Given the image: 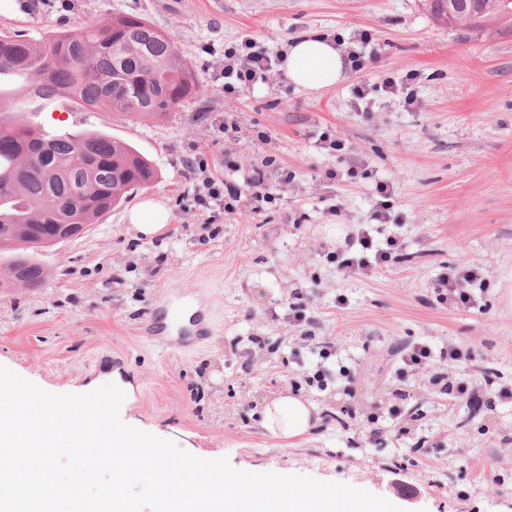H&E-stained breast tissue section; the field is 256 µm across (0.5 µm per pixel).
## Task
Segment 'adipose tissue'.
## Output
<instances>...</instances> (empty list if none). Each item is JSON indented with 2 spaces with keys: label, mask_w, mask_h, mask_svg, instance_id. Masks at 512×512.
Listing matches in <instances>:
<instances>
[{
  "label": "adipose tissue",
  "mask_w": 512,
  "mask_h": 512,
  "mask_svg": "<svg viewBox=\"0 0 512 512\" xmlns=\"http://www.w3.org/2000/svg\"><path fill=\"white\" fill-rule=\"evenodd\" d=\"M285 67L289 81L308 90L329 88L345 78L339 50L332 42L314 34L293 39ZM316 412L315 405L308 400L280 394L266 405L262 426L271 435L295 438L307 433Z\"/></svg>",
  "instance_id": "1"
}]
</instances>
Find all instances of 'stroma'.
<instances>
[{
    "instance_id": "obj_1",
    "label": "stroma",
    "mask_w": 512,
    "mask_h": 512,
    "mask_svg": "<svg viewBox=\"0 0 512 512\" xmlns=\"http://www.w3.org/2000/svg\"><path fill=\"white\" fill-rule=\"evenodd\" d=\"M36 2L33 15L0 5V32L37 37L135 14L181 44L205 95L162 122L54 105L31 114L52 134L98 130L130 144L157 178L82 236L39 252L40 288L0 290V366L55 394L117 368L125 424L242 471L347 484L403 512H512V402L496 396L512 387V304L502 299L512 288V31L448 29L424 0ZM363 31L369 60L335 87L297 88L278 67L224 94L227 45L248 39L273 57L307 33L349 41ZM389 77L406 81L405 94L385 92ZM326 131L346 150L322 144ZM199 155L218 178L270 156L271 181H290L260 214L246 199L227 214L195 190ZM352 168L360 178H348ZM381 181L392 191L383 216ZM147 198L167 212L152 238L126 221ZM361 224L377 241L396 239L401 255L346 276L327 255ZM469 268L480 275L476 306L438 303L437 279ZM183 306L204 315L203 343L146 337L153 309ZM418 343L432 350L428 365L398 375L395 348ZM451 345L471 354L478 416L435 382L456 369ZM319 370L323 385H308ZM286 391L317 408L298 438L260 425Z\"/></svg>"
}]
</instances>
